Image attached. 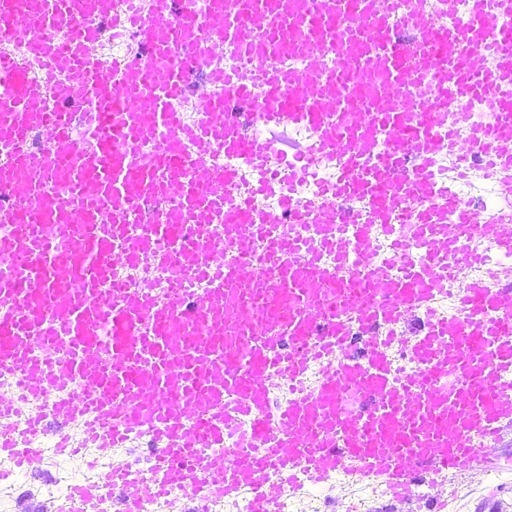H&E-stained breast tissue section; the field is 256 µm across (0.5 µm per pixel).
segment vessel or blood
<instances>
[{
    "mask_svg": "<svg viewBox=\"0 0 512 512\" xmlns=\"http://www.w3.org/2000/svg\"><path fill=\"white\" fill-rule=\"evenodd\" d=\"M510 21L512 0H0V457L21 411L32 435L81 421L103 453L147 435L148 471L112 467L125 512L244 488L276 512L297 472L362 463L407 502L420 476L444 496L491 463L512 428V276L466 270L512 253V217L474 215L435 170L478 157L512 184ZM99 23L134 29L108 70ZM229 49L250 67H217ZM477 103L485 121L449 122ZM292 127L336 175L258 208L217 154L265 167ZM397 209L409 232L376 260ZM282 383L273 431L225 447Z\"/></svg>",
    "mask_w": 512,
    "mask_h": 512,
    "instance_id": "b4317fda",
    "label": "vessel or blood"
}]
</instances>
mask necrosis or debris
<instances>
[{
	"label": "necrosis or debris",
	"instance_id": "necrosis-or-debris-1",
	"mask_svg": "<svg viewBox=\"0 0 512 512\" xmlns=\"http://www.w3.org/2000/svg\"><path fill=\"white\" fill-rule=\"evenodd\" d=\"M231 164L238 169L243 186L254 190L259 205L268 210L277 209L286 195L300 200L317 197L334 176V163L327 158L311 162L295 157L269 170L251 167L238 158L232 159ZM448 192L479 214L512 211V196L505 194L494 178L479 172L464 179L449 178ZM24 445L43 449V469L34 476L0 460V512H22L35 504L56 512L68 503L74 488L81 483L101 487L94 512H123V493L102 484L104 471L111 469L117 457L134 469L145 468L149 463L148 442L136 436L125 447L113 449L108 458L89 444L70 455H58L56 442L49 434L28 438ZM340 494L350 512H394V494L379 476L370 473L357 479L343 470L323 484L297 474L292 487L285 490L278 512H336V497Z\"/></svg>",
	"mask_w": 512,
	"mask_h": 512
}]
</instances>
